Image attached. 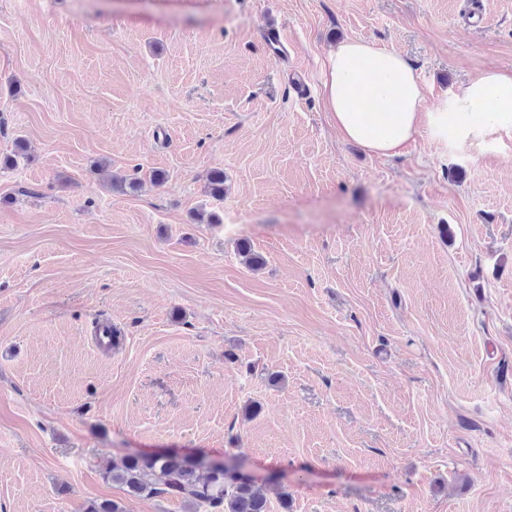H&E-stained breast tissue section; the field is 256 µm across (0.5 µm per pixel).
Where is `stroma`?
I'll list each match as a JSON object with an SVG mask.
<instances>
[{"mask_svg": "<svg viewBox=\"0 0 512 512\" xmlns=\"http://www.w3.org/2000/svg\"><path fill=\"white\" fill-rule=\"evenodd\" d=\"M345 39L431 110L512 74V0H0V512H193L104 480L143 451L269 512H512V128L345 142Z\"/></svg>", "mask_w": 512, "mask_h": 512, "instance_id": "35a3bbf8", "label": "stroma"}]
</instances>
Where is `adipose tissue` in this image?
<instances>
[{"label":"adipose tissue","instance_id":"ef3b65f1","mask_svg":"<svg viewBox=\"0 0 512 512\" xmlns=\"http://www.w3.org/2000/svg\"><path fill=\"white\" fill-rule=\"evenodd\" d=\"M321 97L339 136L382 157L402 155L422 132L469 139L512 126V75L487 72L423 111L424 87L399 53L371 42H341L323 64ZM456 126H449V115Z\"/></svg>","mask_w":512,"mask_h":512}]
</instances>
